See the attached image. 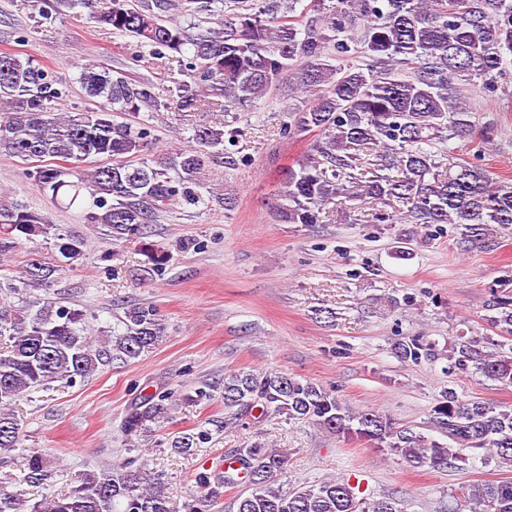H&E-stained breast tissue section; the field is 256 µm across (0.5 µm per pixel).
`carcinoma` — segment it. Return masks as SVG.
<instances>
[{"label":"carcinoma","instance_id":"cac0c4a2","mask_svg":"<svg viewBox=\"0 0 512 512\" xmlns=\"http://www.w3.org/2000/svg\"><path fill=\"white\" fill-rule=\"evenodd\" d=\"M31 7L45 20L87 9L99 28L149 48L141 61L170 75L178 111L224 113L191 124L185 147L156 152L150 120L165 103L151 81L85 64L78 82L94 107L61 112L63 92L47 67L0 52V152L27 165V178L54 205L81 209L117 242L144 238L173 206L231 209V198L207 186L210 164L221 156L237 165L224 148L228 118L260 109L272 94L308 101L291 110L284 134H320L284 172L272 202L282 223L319 224L342 196L360 204L354 224H459L478 237L493 225L512 228V184L493 181L449 145L456 139L480 152L490 139L492 126L477 129L463 89L493 91L512 66V0H110L101 8L98 0H31ZM123 113L132 118L118 120ZM38 237L54 240L59 258L30 259L18 285L0 278V464L20 450L24 481L46 495L27 509L0 485V512H211L242 478L250 489L236 497V512H406L392 496L359 499L335 479L285 491L276 482L288 454L260 442L238 452L236 468L196 473L200 495L180 505L166 495L161 474L133 460L87 473L65 494L50 492L42 451L20 448L14 403L53 382H83L111 359L135 360L162 343L166 328L154 306L141 304L125 312L120 330L93 336L83 311L32 294L83 256L85 240L1 197L0 257ZM487 307L497 334L512 337V291H494ZM395 350L419 363L433 345L414 336ZM451 355L459 372L512 386V351L484 353L469 341ZM174 397L161 386L136 399L124 433L163 422ZM223 399L238 417L259 408L366 439L413 470L512 464V406L462 400L452 390L430 414L446 444L278 371L225 376ZM210 437L199 429L170 446L192 456ZM484 502L512 512V480L464 494L448 512H476Z\"/></svg>","mask_w":512,"mask_h":512}]
</instances>
